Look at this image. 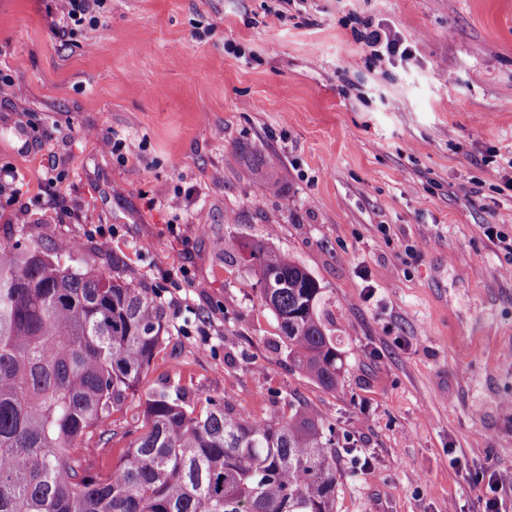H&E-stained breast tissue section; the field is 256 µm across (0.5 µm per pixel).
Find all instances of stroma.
<instances>
[{
  "label": "stroma",
  "mask_w": 512,
  "mask_h": 512,
  "mask_svg": "<svg viewBox=\"0 0 512 512\" xmlns=\"http://www.w3.org/2000/svg\"><path fill=\"white\" fill-rule=\"evenodd\" d=\"M102 16L59 36L51 0H0L16 173L0 242L78 241L73 267L116 258L164 306L96 470L167 382L257 418L319 411L349 439L336 512H484L512 460V253L484 232L512 237V0H106ZM359 19L412 58L374 59ZM258 242L319 282L336 389L290 363Z\"/></svg>",
  "instance_id": "35a3bbf8"
}]
</instances>
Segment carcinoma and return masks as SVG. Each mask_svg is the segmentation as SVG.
Here are the masks:
<instances>
[{
    "label": "carcinoma",
    "instance_id": "obj_1",
    "mask_svg": "<svg viewBox=\"0 0 512 512\" xmlns=\"http://www.w3.org/2000/svg\"><path fill=\"white\" fill-rule=\"evenodd\" d=\"M250 256L293 366L336 389L318 282L263 243ZM164 318L140 280L74 269L27 238L0 243V512H335L336 434L306 407L256 419L163 385L122 461L93 472L88 447L112 435Z\"/></svg>",
    "mask_w": 512,
    "mask_h": 512
}]
</instances>
